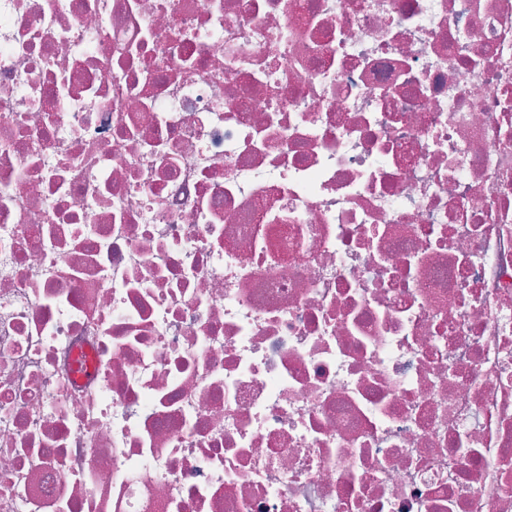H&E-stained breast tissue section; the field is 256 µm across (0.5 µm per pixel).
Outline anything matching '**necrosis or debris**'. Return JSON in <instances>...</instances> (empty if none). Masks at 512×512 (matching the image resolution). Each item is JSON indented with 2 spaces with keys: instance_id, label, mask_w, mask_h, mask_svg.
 <instances>
[{
  "instance_id": "necrosis-or-debris-1",
  "label": "necrosis or debris",
  "mask_w": 512,
  "mask_h": 512,
  "mask_svg": "<svg viewBox=\"0 0 512 512\" xmlns=\"http://www.w3.org/2000/svg\"><path fill=\"white\" fill-rule=\"evenodd\" d=\"M0 512H512V0H0Z\"/></svg>"
}]
</instances>
